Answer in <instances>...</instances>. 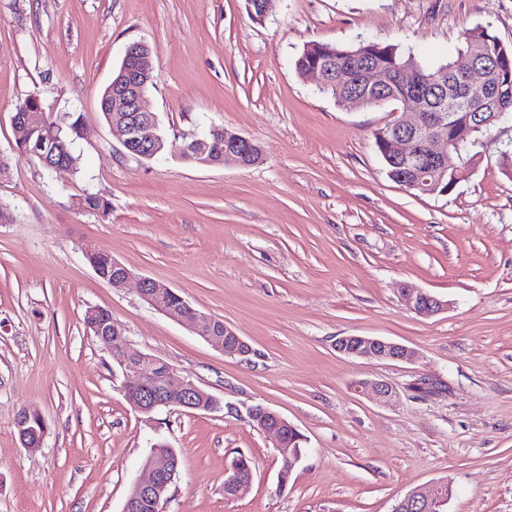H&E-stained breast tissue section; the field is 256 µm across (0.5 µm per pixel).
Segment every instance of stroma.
Segmentation results:
<instances>
[{"label": "stroma", "mask_w": 512, "mask_h": 512, "mask_svg": "<svg viewBox=\"0 0 512 512\" xmlns=\"http://www.w3.org/2000/svg\"><path fill=\"white\" fill-rule=\"evenodd\" d=\"M484 26L512 47V0H278L263 21L245 0H0V512H122L151 446L181 458L166 512H392L411 491L452 483L447 512H512V114L468 151L445 195L392 181L372 134L403 112L337 103L295 70L304 46L398 44L435 64ZM136 42L152 49L145 108L160 157L130 156L100 111L101 90ZM39 95L74 115L77 166L19 160L12 117ZM228 127L260 163L185 161L184 138ZM88 193L108 216L77 210ZM104 252L162 281L251 346L217 342L154 310L136 284L116 290L86 260ZM447 301L421 316L403 287ZM111 311L127 348L191 378L220 408L145 415L124 398L131 371L89 335ZM377 336L410 361L339 353ZM383 381L391 401L357 393ZM263 405L305 441L286 486ZM48 425L23 448L21 408ZM251 461L247 490L224 482ZM237 462L243 467H250L251 461L246 457H240ZM240 465L234 464L232 467V473L224 482V490L226 489L225 495L227 497L237 496L238 493L245 487L251 476V468L243 469Z\"/></svg>", "instance_id": "35a3bbf8"}]
</instances>
